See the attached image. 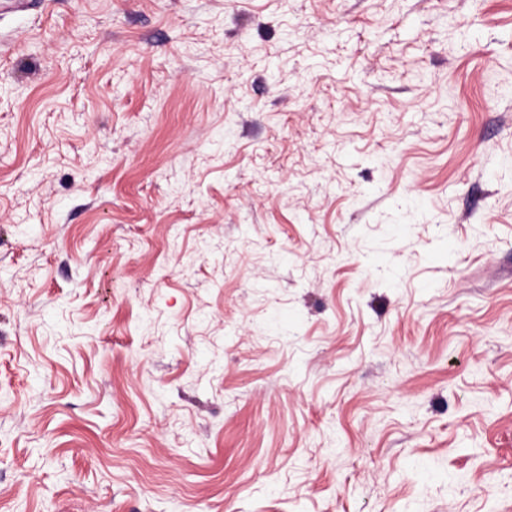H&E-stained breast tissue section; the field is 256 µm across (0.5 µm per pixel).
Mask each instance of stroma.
Returning a JSON list of instances; mask_svg holds the SVG:
<instances>
[{
  "label": "stroma",
  "mask_w": 512,
  "mask_h": 512,
  "mask_svg": "<svg viewBox=\"0 0 512 512\" xmlns=\"http://www.w3.org/2000/svg\"><path fill=\"white\" fill-rule=\"evenodd\" d=\"M0 512H512V0L0 15Z\"/></svg>",
  "instance_id": "1"
}]
</instances>
